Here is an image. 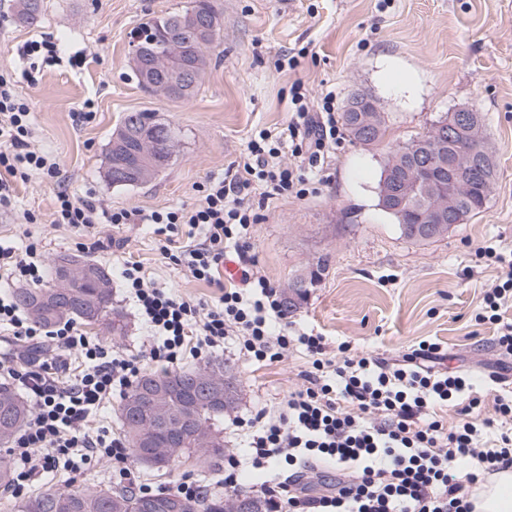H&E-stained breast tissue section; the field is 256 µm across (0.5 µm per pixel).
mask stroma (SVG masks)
Here are the masks:
<instances>
[{
    "mask_svg": "<svg viewBox=\"0 0 512 512\" xmlns=\"http://www.w3.org/2000/svg\"><path fill=\"white\" fill-rule=\"evenodd\" d=\"M15 0H0V74L28 104L37 144L63 170L65 182L32 175L17 183L11 208L0 210V238L24 230L39 237L46 259L72 254L118 271L140 263L158 286L202 300L219 287L195 280L163 263L149 226L99 224L84 233L54 221L55 195L66 188L109 207L166 209L193 205L197 189L247 152L256 130H280L288 122L294 91L318 96L337 87L338 106L356 94L379 104L386 131L374 147L344 140L325 160V181L306 198L281 197L258 210L252 241L259 269L280 289L296 275L325 262L326 269L296 309L293 330L326 336L330 345L350 342L358 352L394 360L419 341L440 342L449 369L470 373L483 403L474 422L492 417L495 400L512 395V357L497 351L490 325H476L483 288L501 274L497 264L476 265L480 246L512 250V0H220L221 38L195 94L187 99L141 90L132 74L134 31L144 19L188 6L190 0H44L37 26L16 22ZM55 42L62 62H30L17 49L26 41ZM85 63L70 66L73 53ZM297 66H289V59ZM91 107L95 119L79 123L76 112ZM480 112L484 142L496 164L486 206L448 233L425 241L404 237L377 204L383 165L399 146L426 135L448 112ZM156 113L175 127L176 163L151 181L114 188L107 178L106 150L125 113ZM31 211L37 222L24 226ZM103 248H93V241ZM112 304L125 330L84 326L87 335L128 354L144 350L148 332L120 281ZM240 400L219 428L225 455L246 446L234 418L259 409L278 410L300 385L309 365L303 349L283 360L255 363L226 349ZM135 485L172 491L183 479L206 494L224 491L223 467L203 473L191 461L156 470L136 463ZM109 465L86 464L36 481L48 487L112 486Z\"/></svg>",
    "mask_w": 512,
    "mask_h": 512,
    "instance_id": "1",
    "label": "stroma"
}]
</instances>
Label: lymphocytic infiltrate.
Masks as SVG:
<instances>
[{
    "instance_id": "obj_1",
    "label": "lymphocytic infiltrate",
    "mask_w": 512,
    "mask_h": 512,
    "mask_svg": "<svg viewBox=\"0 0 512 512\" xmlns=\"http://www.w3.org/2000/svg\"><path fill=\"white\" fill-rule=\"evenodd\" d=\"M337 98L332 88L315 105L306 94H293L287 127L256 131L243 163L203 185L193 206L146 213L58 192L56 223L153 225L162 257L199 281L214 282L224 246L233 244L241 283L208 303L155 287L139 263L124 262L122 286L152 332L144 360L111 351L69 321L44 328L21 312L11 294L1 293L0 328L27 347L51 344L57 350L19 364L0 359V379L32 404L7 450L14 497L26 495L38 477L80 462L109 461L113 478L129 479L131 451L108 427L95 426L98 413L128 392L145 361L172 367L187 354L206 358L229 340L239 354L258 362L283 358L296 347L311 358L302 386L289 392L278 417L257 412L256 428L246 433L245 460L252 468L276 460L289 471L288 481L261 487L270 512H472L470 486L512 466V397L497 400L494 418L472 422L481 404L473 377L436 370L442 347L427 340L399 363L352 354L346 343L338 345V357H329L324 337L287 330L280 293L257 269L251 231L258 215L249 197L255 192L267 201L308 194L305 168L285 163L282 149L290 147L292 156L307 160V168H318L329 148L345 138ZM35 173L54 179L59 169L35 147L29 109L0 76V207L11 206L14 180ZM198 233L203 240L197 245L176 246V236ZM476 255L499 264L501 274L485 290L475 320L495 326L496 346L511 356L512 323L503 322L501 309L512 301V259L492 247L478 248ZM44 273L39 239L28 238L21 250L0 242V281L39 286ZM61 352L79 354L82 367L63 375ZM448 406L458 415L451 424L437 413ZM324 462L335 464L336 481L309 492L307 469Z\"/></svg>"
}]
</instances>
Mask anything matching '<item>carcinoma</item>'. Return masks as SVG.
<instances>
[{
  "mask_svg": "<svg viewBox=\"0 0 512 512\" xmlns=\"http://www.w3.org/2000/svg\"><path fill=\"white\" fill-rule=\"evenodd\" d=\"M17 15L30 26L39 24L43 18V0H16ZM209 20V30L202 31L195 20ZM221 10L219 0H192V5L181 12H172L162 18H152L138 28L142 41L139 47L150 54L158 53L166 44L175 39L181 45L180 67L184 61L192 66L194 74L190 81L180 87H149L141 79L142 66L133 63L132 72L138 85L150 93H160L168 97L185 99L198 87L206 70L210 66L209 51L220 38ZM344 123L350 138L364 146L378 142L385 131L384 115H379L376 127L369 135L363 133L350 112H344ZM177 132L171 125L156 119L152 112H129L120 121L109 143L107 159V177L115 188H125L149 182L163 172L172 162L174 142ZM147 148L149 158L142 168L134 172H124L119 162L138 156L142 148ZM405 156L402 148L395 149L384 164L391 182L395 183L404 174ZM488 200L484 192L482 179L472 184L468 198L458 207L460 220L481 212ZM401 233L416 241H427L448 232L425 230L422 220V205L416 203L410 207L390 210ZM325 263H320L307 274L296 276L291 288L295 289L292 300L284 299L285 307L292 308L305 299L307 289L303 285H312L320 279ZM112 271L97 262L91 263V274L83 281L75 282L65 292L60 293L54 287L18 288L13 291L15 302L33 321L46 328L66 320H80L87 325L102 324L115 335L123 333L124 325L121 313L112 307ZM210 373L222 380H235L229 369L221 362L209 363L192 370L146 373L135 383L123 398L119 414L124 435L129 448L138 462L150 460L153 448L169 449V461L175 462L182 455L199 452L195 446V421L183 417L186 409L185 389L193 384V376ZM147 383L162 387V397L171 408L170 425L162 427L154 423L152 408L141 401V389ZM232 406L221 401L202 402L195 409L199 420L212 432L215 447L209 449L205 466L224 457V437L218 423L224 413ZM30 414V405L7 383L0 382V444H8L25 424ZM164 499L179 505L181 512H234V505L241 499L249 501L258 512H268L264 499L248 494H236L231 497L206 495L188 499L175 492H160L152 496H142L131 489L114 490L110 487L93 491L81 489L60 490L48 487L35 496L25 500L19 506V512H141L142 504L150 499Z\"/></svg>",
  "mask_w": 512,
  "mask_h": 512,
  "instance_id": "1",
  "label": "carcinoma"
}]
</instances>
